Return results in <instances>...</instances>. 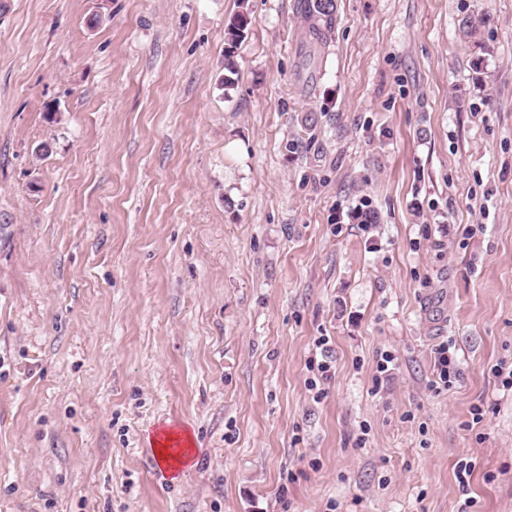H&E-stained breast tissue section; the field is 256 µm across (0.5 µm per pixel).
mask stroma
Here are the masks:
<instances>
[{
	"label": "stroma",
	"mask_w": 512,
	"mask_h": 512,
	"mask_svg": "<svg viewBox=\"0 0 512 512\" xmlns=\"http://www.w3.org/2000/svg\"><path fill=\"white\" fill-rule=\"evenodd\" d=\"M336 4L0 0V512H512V0ZM335 0H297L296 10L311 45H326L336 25ZM249 24V15L243 11L231 17L225 24L224 34L227 43L224 49V70L228 73L234 74L236 71L235 50L245 39ZM448 343H442L435 349L434 366L436 379L432 386L434 388L449 387L457 377L458 361L454 352L450 351Z\"/></svg>",
	"instance_id": "1"
}]
</instances>
